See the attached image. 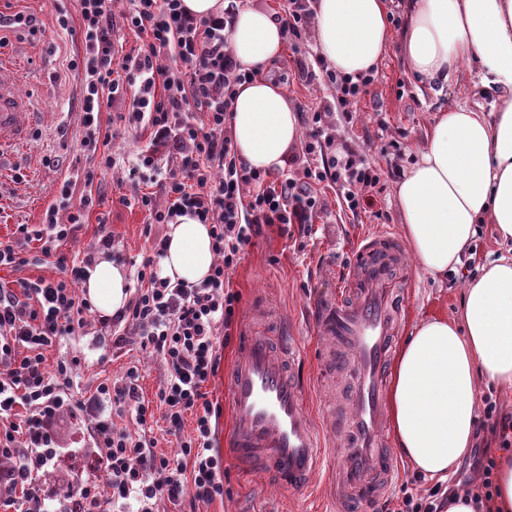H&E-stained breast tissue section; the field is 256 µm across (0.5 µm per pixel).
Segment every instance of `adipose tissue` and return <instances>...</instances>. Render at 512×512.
Returning a JSON list of instances; mask_svg holds the SVG:
<instances>
[{
	"mask_svg": "<svg viewBox=\"0 0 512 512\" xmlns=\"http://www.w3.org/2000/svg\"><path fill=\"white\" fill-rule=\"evenodd\" d=\"M317 47L337 72L377 70L391 41L389 0H313ZM402 55L415 79L442 84L461 62L476 66L474 103L441 111L419 160L395 187L412 255L430 276L455 269L481 224L512 243V0H407ZM285 29L270 11L239 8L228 30L233 56L257 71L237 86L232 135L238 154L261 171L284 169L300 138L285 90L264 78L280 57ZM490 98L483 106L482 98ZM209 225L187 213L166 232L159 275L195 285L214 263ZM82 287L98 312L128 301L124 270L106 255ZM512 389V258L471 279L458 316L423 321L403 346L390 404L398 453L443 477L468 455L478 419L479 380Z\"/></svg>",
	"mask_w": 512,
	"mask_h": 512,
	"instance_id": "obj_1",
	"label": "adipose tissue"
}]
</instances>
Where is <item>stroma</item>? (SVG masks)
Here are the masks:
<instances>
[{
  "label": "stroma",
  "mask_w": 512,
  "mask_h": 512,
  "mask_svg": "<svg viewBox=\"0 0 512 512\" xmlns=\"http://www.w3.org/2000/svg\"><path fill=\"white\" fill-rule=\"evenodd\" d=\"M405 0H391V32L395 38L375 74L370 93L361 103L353 124L337 122L335 135L350 140L369 161L381 167L384 191L376 213L352 214L342 203L337 187L321 186L319 204L309 229L292 227L282 232L267 228L248 246L231 275L240 295L238 321L233 341L222 351L221 373L209 384V397L221 406L217 420L215 447L224 469V495L209 503L197 504L195 512H337L336 461L327 457L314 485L296 491L245 470L225 449V440L235 427L234 417L224 396L225 372H228L244 327L261 336H291L301 349L296 370L307 393V406L317 424L344 435L350 429L342 412L352 387L349 369L327 361L330 347L315 322L311 308L314 295L332 292L342 277L360 238L384 229L403 236V219L397 206L395 185L416 162L440 110L469 101L475 82L474 67L463 66L453 80L442 86L420 85L408 72L396 41L405 25ZM71 16L70 31L55 24L57 8ZM24 23H15V16ZM315 33L307 31L302 39L287 37L278 62L269 72L281 85L293 106L322 108L333 104L336 90L328 81L305 84L297 61L315 52ZM83 55L80 16L76 0H0V60L18 73L15 87L30 104L22 113L27 137L0 161V241L13 238L17 225L41 224L44 213L58 198L64 180H73L72 205L92 196L93 207L84 224L79 225L76 244L94 246L100 227L111 232L116 247L124 256L136 258L146 252L149 234H165L163 224L149 225L148 214L132 203L145 192L144 184L128 176L136 155L148 149L149 130H125L120 119L125 105L114 101L100 116V123L112 127L115 137L112 152L118 156L116 167L97 175L92 186L77 176L96 168L98 156L84 151L85 129L81 114V76L71 67L72 60ZM387 144L379 154L374 142ZM407 278L406 330L435 317H452L460 305L465 280L453 277L431 278L409 262L403 272ZM78 359L74 379L75 396L88 395L103 379L113 381L136 368L145 399H153L163 379L160 360L131 344L121 349L103 346L96 334H76L45 352V367L55 370L62 360ZM55 442L66 455L58 471L44 479L46 487L57 489L70 474L69 452H93L86 436L85 423L65 417L54 426Z\"/></svg>",
  "instance_id": "obj_1"
}]
</instances>
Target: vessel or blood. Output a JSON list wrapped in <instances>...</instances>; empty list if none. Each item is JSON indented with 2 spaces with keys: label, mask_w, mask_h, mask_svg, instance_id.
Listing matches in <instances>:
<instances>
[{
  "label": "vessel or blood",
  "mask_w": 512,
  "mask_h": 512,
  "mask_svg": "<svg viewBox=\"0 0 512 512\" xmlns=\"http://www.w3.org/2000/svg\"><path fill=\"white\" fill-rule=\"evenodd\" d=\"M23 110L14 80L0 73V151L24 140ZM404 264L395 235L368 234L350 260L342 291L315 305L320 329L336 342L337 364H349L354 376L348 401L352 436L335 441L336 496L347 506L356 496L387 492L394 475L382 424L392 338L402 324L391 273ZM299 356L298 347L277 354L268 337L248 336L225 383L238 423L231 438L233 456L293 490L310 485L331 439L310 418L303 389L287 373V364Z\"/></svg>",
  "instance_id": "obj_1"
}]
</instances>
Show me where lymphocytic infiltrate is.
<instances>
[{
	"instance_id": "1",
	"label": "lymphocytic infiltrate",
	"mask_w": 512,
	"mask_h": 512,
	"mask_svg": "<svg viewBox=\"0 0 512 512\" xmlns=\"http://www.w3.org/2000/svg\"><path fill=\"white\" fill-rule=\"evenodd\" d=\"M84 53L77 69L82 74V141L90 151L111 143L112 133L101 130L99 114L115 98L128 96L124 120L130 127H147L152 141L130 168L131 179L159 174L163 204L140 196L153 224H169L194 213L211 230L216 260L210 275L196 287L159 276L157 267L166 237H154L148 255L133 264L127 304L112 315L93 316L81 297L97 254H112L110 232H102L93 248L59 253L72 240L85 208L70 209L71 182H64L58 204L46 212L42 225H18L16 240L0 243V270L29 265L26 247L40 244L45 258L54 259L59 278H21L15 287H0V506L11 512H52V497L41 489L39 474L57 470L61 456L53 425L61 417L84 415L97 452L75 459L79 480L68 485L65 512H114L134 506L135 512H157L161 501L209 503L224 494V469L214 449L215 417L221 413L209 399L207 384L217 375L222 355L218 329L232 330L240 296L230 275L246 247L266 227L311 223L318 208L316 188L339 185L347 208H373L381 194V174L374 163L351 145L337 141L329 118L352 120L368 95L372 76L353 80L326 66L303 63L300 76L312 83L326 75L336 87L333 106L309 113L305 160L315 161L306 180L276 179L251 168L239 157L227 124L238 84L252 71L237 64L225 31L229 17L196 18L182 0H129L126 21L148 39L144 53L115 64L114 28L110 0H78ZM162 56L173 57L176 69L159 66ZM168 168H161V161ZM66 219H59V212ZM106 330L113 348L138 337L142 350L159 357L165 379L155 400H146L136 369L118 383H100L93 395L77 399L69 392L72 363L61 361L55 371L44 367V352L64 337L84 330L90 322ZM165 410L168 432L180 439L174 454L156 453L147 427L155 407ZM194 412L193 435L181 438L187 412ZM23 446H16V434ZM475 480L462 484L479 512H490L494 499L496 461L488 449L473 452ZM92 472L104 473L112 490L104 496Z\"/></svg>"
}]
</instances>
